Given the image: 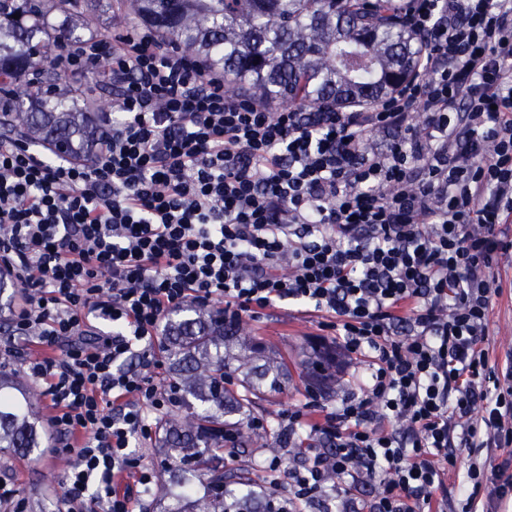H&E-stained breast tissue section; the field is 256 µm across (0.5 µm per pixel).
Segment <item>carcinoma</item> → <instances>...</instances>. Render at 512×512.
Returning <instances> with one entry per match:
<instances>
[{
	"label": "carcinoma",
	"mask_w": 512,
	"mask_h": 512,
	"mask_svg": "<svg viewBox=\"0 0 512 512\" xmlns=\"http://www.w3.org/2000/svg\"><path fill=\"white\" fill-rule=\"evenodd\" d=\"M100 0H0V110L9 124L46 145L82 157L101 136L99 116L81 96L62 97L51 71L54 43L82 41ZM125 19L152 29L165 46L185 49L224 74V89L312 112L369 106L420 76L419 45L394 0H116ZM19 18H13V15ZM160 349L180 388L182 406L161 420L172 457L171 482L188 508L169 512H243L254 498L245 470H220L226 435L256 443L244 426L261 395L285 383L275 354L221 311L169 320ZM241 376L236 391L224 374ZM200 402L191 409L187 396ZM37 386L0 376V448L29 454L45 444Z\"/></svg>",
	"instance_id": "cac0c4a2"
}]
</instances>
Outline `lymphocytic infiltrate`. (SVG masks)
I'll use <instances>...</instances> for the list:
<instances>
[{
  "label": "lymphocytic infiltrate",
  "mask_w": 512,
  "mask_h": 512,
  "mask_svg": "<svg viewBox=\"0 0 512 512\" xmlns=\"http://www.w3.org/2000/svg\"><path fill=\"white\" fill-rule=\"evenodd\" d=\"M397 2L423 75L345 112L228 94L149 29L60 43L70 76L112 90L102 138L79 160L0 137V269L22 289L11 324L54 452L73 459L59 512H141L155 472L130 441L177 405L154 343L188 302L228 325L308 306L369 361L361 392L283 416L307 444L298 466L266 458L269 512L332 493L361 512L363 484L368 512H444L461 447L463 512L481 496L496 512L512 490V460L480 459L512 446V362L490 367L487 347L512 228V0Z\"/></svg>",
  "instance_id": "lymphocytic-infiltrate-1"
}]
</instances>
